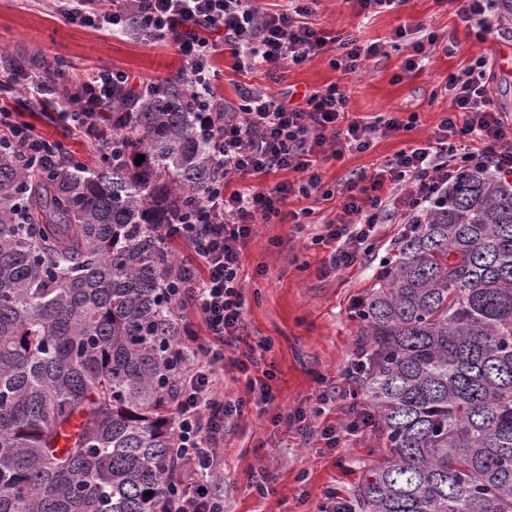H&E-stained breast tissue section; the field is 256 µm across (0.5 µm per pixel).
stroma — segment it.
Wrapping results in <instances>:
<instances>
[{"mask_svg": "<svg viewBox=\"0 0 512 512\" xmlns=\"http://www.w3.org/2000/svg\"><path fill=\"white\" fill-rule=\"evenodd\" d=\"M315 22L333 35L354 36L385 47L363 72L348 75L332 66L329 55L272 78L263 72H239L230 54L217 57L224 80L217 92L236 100L241 85L269 94L299 93L330 84L347 86L348 115L370 119L388 113H417L418 126L377 139L363 153H345L320 163L324 194L293 197L286 215L274 224H259L241 256L244 321L236 346L224 350V393L245 392V379L232 365L248 348L267 343L263 368L272 370L273 399L247 408L228 436L224 449V512H317L329 494L354 501L363 465L381 446L373 431L344 438L330 448L318 435L302 436L300 425L320 427L346 421L357 379L362 324L356 305L370 290L404 230L400 224L378 225L374 246L348 268L328 266L332 245L319 242L324 226L338 212L337 192L354 173H373L412 142L437 127L452 101L443 87L463 74L477 56L493 65L495 98L505 121L512 124V21L500 22L485 40L456 15L444 0H405L371 18L358 16L350 0H321ZM424 25L438 41L429 46L430 62L416 73H401L402 51L389 42L400 26ZM452 52H445L446 43ZM42 55L78 68L109 66L141 78L173 76L183 63L161 43L65 24L53 0H0V61H26ZM273 479L269 494L255 484L261 473Z\"/></svg>", "mask_w": 512, "mask_h": 512, "instance_id": "35a3bbf8", "label": "stroma"}]
</instances>
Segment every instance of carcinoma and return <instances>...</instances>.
Masks as SVG:
<instances>
[{
	"instance_id": "1",
	"label": "carcinoma",
	"mask_w": 512,
	"mask_h": 512,
	"mask_svg": "<svg viewBox=\"0 0 512 512\" xmlns=\"http://www.w3.org/2000/svg\"><path fill=\"white\" fill-rule=\"evenodd\" d=\"M112 147L45 171L0 143V512H159L176 478L160 230L215 161L176 78ZM358 314L360 512H512V182L460 177Z\"/></svg>"
}]
</instances>
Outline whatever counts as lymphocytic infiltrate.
<instances>
[{
    "instance_id": "lymphocytic-infiltrate-1",
    "label": "lymphocytic infiltrate",
    "mask_w": 512,
    "mask_h": 512,
    "mask_svg": "<svg viewBox=\"0 0 512 512\" xmlns=\"http://www.w3.org/2000/svg\"><path fill=\"white\" fill-rule=\"evenodd\" d=\"M282 9L265 10L255 0H112L106 10L56 0L68 24L110 32L134 31L147 42H160L182 58L181 80L195 100V127L212 148L218 179L199 204L175 223L163 225V241H183L190 263L173 266L168 284L173 302L189 299L200 313L203 330L176 314L174 357L177 389L172 398V429L177 463L185 479L170 498L168 512H224V498L214 491L224 481L220 453L228 432L246 408L269 403L272 388L251 376L260 359L246 352L236 360L247 377L245 395L225 398L223 345L235 343L243 324L241 254L256 234L257 222L273 223L290 195L308 197L322 178L318 161L368 151L374 140L416 128L417 115L393 114L371 121L346 115V87L331 84L301 97H273L258 87L241 88L236 101L215 91L220 73L214 56L230 51L237 70L284 73L311 57L332 53L331 63L347 74L384 53L378 43L332 38L313 18L320 0H287ZM491 65L476 57L463 76L449 79L444 90L452 110L424 143L409 146L380 166L359 175L339 191V213L327 224V240L336 244L329 266H352L366 252L383 215L400 223H424L429 213L448 203V187L465 171L512 176V126L505 123L489 86ZM161 80L135 79L122 70L98 67L65 77L57 110L89 143L112 140L117 95L139 101L142 91L162 88ZM0 128L18 151L35 163L69 158L64 143L43 136L22 113L0 107ZM279 171L299 173L296 182L271 187L228 190L234 177Z\"/></svg>"
}]
</instances>
